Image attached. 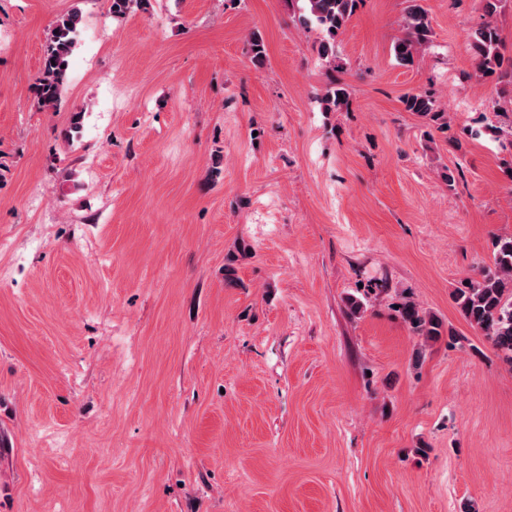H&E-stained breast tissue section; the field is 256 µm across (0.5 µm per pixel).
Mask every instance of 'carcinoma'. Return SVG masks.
<instances>
[{
  "instance_id": "cac0c4a2",
  "label": "carcinoma",
  "mask_w": 512,
  "mask_h": 512,
  "mask_svg": "<svg viewBox=\"0 0 512 512\" xmlns=\"http://www.w3.org/2000/svg\"><path fill=\"white\" fill-rule=\"evenodd\" d=\"M147 0H110L112 15H127L133 7L146 4ZM297 22L320 29L322 38L317 44L318 56L330 65L338 58L337 37L343 32L354 14L358 0H302ZM486 20L470 33V47L476 72L481 78L494 75L512 78V71H502V40L495 17L506 0H482ZM82 13L78 9L56 18L48 36V45L43 57L38 78V103L43 107H55L61 100L67 79L69 59L76 44ZM403 35L393 46L396 60L411 64L414 56L430 42L431 21L427 10L419 0H407L402 18ZM266 61V48L260 33L251 37V62L261 67ZM350 92L347 85L330 82L321 96L327 112H341L349 105ZM406 109L437 124V128L448 126L445 113L438 109L433 96L426 93L412 94L404 99ZM454 300L463 317L481 332L492 347L502 353L512 364V235L500 238L496 244L493 264L479 268L478 277L465 278L454 289ZM398 313L402 321L417 336L427 342H437L445 335L443 321L424 311L414 301L406 299L399 304Z\"/></svg>"
}]
</instances>
